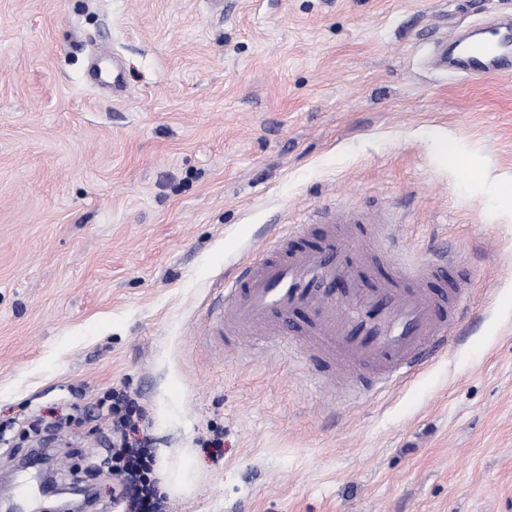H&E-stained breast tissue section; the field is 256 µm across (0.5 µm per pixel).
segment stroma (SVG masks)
<instances>
[{
    "mask_svg": "<svg viewBox=\"0 0 512 512\" xmlns=\"http://www.w3.org/2000/svg\"><path fill=\"white\" fill-rule=\"evenodd\" d=\"M495 17L512 0H0V483L46 438L113 512L89 468L122 389L166 512H512V77L427 66ZM343 205L470 274L462 335L357 399L207 327L270 235Z\"/></svg>",
    "mask_w": 512,
    "mask_h": 512,
    "instance_id": "stroma-1",
    "label": "stroma"
}]
</instances>
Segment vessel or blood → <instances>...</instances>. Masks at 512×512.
Masks as SVG:
<instances>
[{
	"instance_id": "1",
	"label": "vessel or blood",
	"mask_w": 512,
	"mask_h": 512,
	"mask_svg": "<svg viewBox=\"0 0 512 512\" xmlns=\"http://www.w3.org/2000/svg\"><path fill=\"white\" fill-rule=\"evenodd\" d=\"M434 68L472 78L512 74V25H491L485 43L448 56ZM321 232L300 227L275 235L259 258L224 283L212 327L231 341L284 338L324 371H351L353 385L373 391L419 369L447 347L467 307L466 281L444 288L457 272L444 255L401 265L380 216L324 209ZM348 239L365 251L348 250Z\"/></svg>"
}]
</instances>
